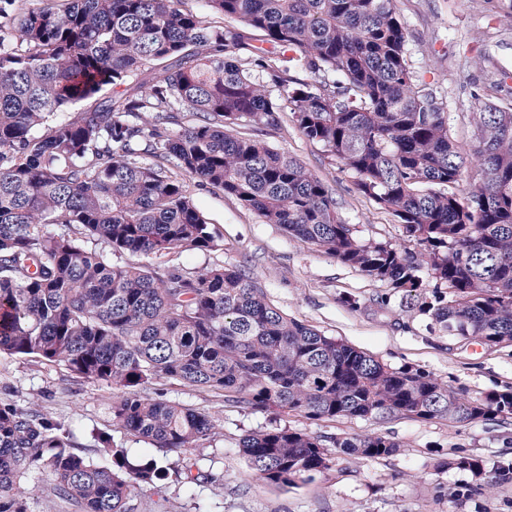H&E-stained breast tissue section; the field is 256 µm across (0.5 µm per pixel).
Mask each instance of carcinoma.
Masks as SVG:
<instances>
[{
	"label": "carcinoma",
	"instance_id": "1",
	"mask_svg": "<svg viewBox=\"0 0 512 512\" xmlns=\"http://www.w3.org/2000/svg\"><path fill=\"white\" fill-rule=\"evenodd\" d=\"M32 2L0 7V354L62 362L112 388V424L181 457L176 474L189 485L199 475L185 454L216 425L144 395L159 380L308 419L512 415L511 391L468 399L426 370L388 366L286 315L237 268L112 262L218 247L185 188L191 177L423 298L445 331L486 345L512 340V112L474 92L476 138L462 156L448 113L412 70L396 0H207L228 25L186 0ZM288 60L314 82L296 79ZM148 64L159 75L145 89ZM106 87L111 95L99 97ZM88 99L92 107L70 111ZM286 108L423 251L361 241L298 159L228 133L276 127ZM470 165L482 182L460 196ZM424 266L435 280L427 300ZM102 443L106 465L76 453L38 408L0 405V512H26L33 487L23 478L38 463L82 512H129L135 490L166 479L155 459ZM238 448L255 476L288 486L328 469L332 448L378 459L397 445L272 425L242 435ZM453 465L483 478L476 457Z\"/></svg>",
	"mask_w": 512,
	"mask_h": 512
}]
</instances>
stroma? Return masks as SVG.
Returning a JSON list of instances; mask_svg holds the SVG:
<instances>
[{"instance_id":"1","label":"stroma","mask_w":512,"mask_h":512,"mask_svg":"<svg viewBox=\"0 0 512 512\" xmlns=\"http://www.w3.org/2000/svg\"><path fill=\"white\" fill-rule=\"evenodd\" d=\"M409 40L412 67L448 114V134L469 152L476 88H494L495 105L512 107V0H396ZM254 137L303 162L328 186L341 218L365 242L419 251L416 240L374 201L360 195L354 178L319 143L307 140L291 113L277 129ZM186 190L211 221L220 247L182 255H151L147 264L201 269L215 264L245 271L282 311L392 366L420 368L471 398L512 390V343L486 345L443 331L403 293L315 246L282 226L265 224L236 199L186 179ZM166 399L209 414L218 434L188 450L201 472L184 485L169 474L157 489L134 492L131 512H512V418L455 422L403 415L387 419L338 417L310 420L296 414L251 412L222 395L176 382L158 385ZM113 391L79 379L64 364L0 355V403L41 411L73 435L79 452L100 463V435L129 455L149 454L147 444L112 425ZM280 424L315 435L353 438L382 435L398 443L388 457L366 459L335 448L329 470L294 486L275 487L255 477L238 449L249 431ZM478 457L489 486L469 471L438 468L443 459ZM28 480L36 490L27 512H81L61 498L42 469Z\"/></svg>"}]
</instances>
